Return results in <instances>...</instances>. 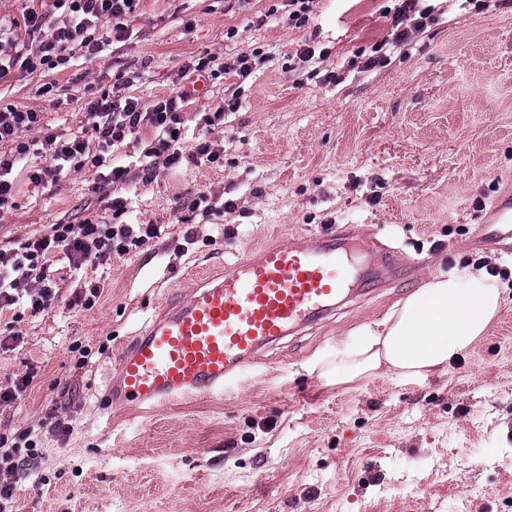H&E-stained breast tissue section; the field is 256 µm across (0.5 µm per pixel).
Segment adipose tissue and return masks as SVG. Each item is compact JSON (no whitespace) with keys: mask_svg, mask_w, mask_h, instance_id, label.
<instances>
[{"mask_svg":"<svg viewBox=\"0 0 512 512\" xmlns=\"http://www.w3.org/2000/svg\"><path fill=\"white\" fill-rule=\"evenodd\" d=\"M501 311V288L485 269L429 276L382 321L319 362L329 384L377 374L411 378L445 370L485 336Z\"/></svg>","mask_w":512,"mask_h":512,"instance_id":"adipose-tissue-1","label":"adipose tissue"}]
</instances>
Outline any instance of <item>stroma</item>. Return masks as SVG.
Segmentation results:
<instances>
[{"instance_id":"35a3bbf8","label":"stroma","mask_w":512,"mask_h":512,"mask_svg":"<svg viewBox=\"0 0 512 512\" xmlns=\"http://www.w3.org/2000/svg\"><path fill=\"white\" fill-rule=\"evenodd\" d=\"M396 0H315L307 26L284 0H140L125 38L102 52L0 78V109L41 112L45 129L97 150L84 106L102 94L174 96L185 63L243 51L264 57L248 79L210 78L182 103L190 136L220 155L143 181L142 137L115 147L134 208L124 222L157 237L104 268L56 274L52 312L0 314V388L32 376L0 405V433L40 430L18 480L16 512H512V254L474 235L512 200V0L462 10L437 0L436 20L386 65L363 63L391 34ZM317 53L300 62L301 44ZM224 106L223 121L204 113ZM207 194L209 209L189 203ZM113 191L87 166L35 185L18 175L0 216V245L54 224L112 223ZM353 225L418 261L415 282L355 293L334 314L262 355L235 392L155 411L100 404L118 350L169 288L218 273L260 243ZM486 267L502 309L487 335L425 379L373 376L327 385L314 368L381 320L429 275ZM98 283L91 309L70 308ZM69 426H45L48 412Z\"/></svg>"}]
</instances>
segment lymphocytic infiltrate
I'll return each mask as SVG.
<instances>
[{
    "label": "lymphocytic infiltrate",
    "instance_id": "obj_1",
    "mask_svg": "<svg viewBox=\"0 0 512 512\" xmlns=\"http://www.w3.org/2000/svg\"><path fill=\"white\" fill-rule=\"evenodd\" d=\"M138 0H35L25 7L20 18L12 19L15 28L26 33L41 31L42 36L35 51L26 53L16 50L0 54V77L11 69L34 71L45 64L63 65L66 52L75 47L96 54L101 44L96 31L105 30L123 37L129 29V21L136 12ZM63 11L66 20L62 26L43 30V6ZM432 20L431 7L421 6L420 0H401L392 17L395 33L392 39L383 41V54L368 58L366 68L384 64L388 52L406 45L413 32L425 31ZM87 121L98 140V152L87 156L83 139L68 140L56 134L45 133L40 141V154L47 166L44 172L32 173V182H42L44 176H57L66 170H79L85 166L103 169L104 183L125 185L126 166L112 162L114 146L127 137L148 134L151 143L146 157L163 158L166 168L178 169L186 163L217 162L208 142L188 144L185 117L179 97H170L146 104L135 97L101 96L85 105ZM41 115L31 109L15 107L0 110V144H14L13 153L0 156V215L14 206V170L30 150L28 143L19 135L24 131L41 128ZM151 224H99L90 220L80 224H54L45 235H35L26 240L13 242L9 248H0V312L21 309L30 315L51 312L58 300L56 280L52 270L54 256H64L69 266L99 267L110 260L113 253H127L156 237ZM38 436L33 430H23L15 438L0 435V512H13L17 492V474L25 463L38 454Z\"/></svg>",
    "mask_w": 512,
    "mask_h": 512
}]
</instances>
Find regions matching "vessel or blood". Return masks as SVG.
<instances>
[{
    "label": "vessel or blood",
    "mask_w": 512,
    "mask_h": 512,
    "mask_svg": "<svg viewBox=\"0 0 512 512\" xmlns=\"http://www.w3.org/2000/svg\"><path fill=\"white\" fill-rule=\"evenodd\" d=\"M362 237L339 228L261 245L162 302L118 356L105 405L161 407L224 392L251 374L261 348L324 317L363 276L405 279L391 252L364 271Z\"/></svg>",
    "instance_id": "obj_1"
}]
</instances>
